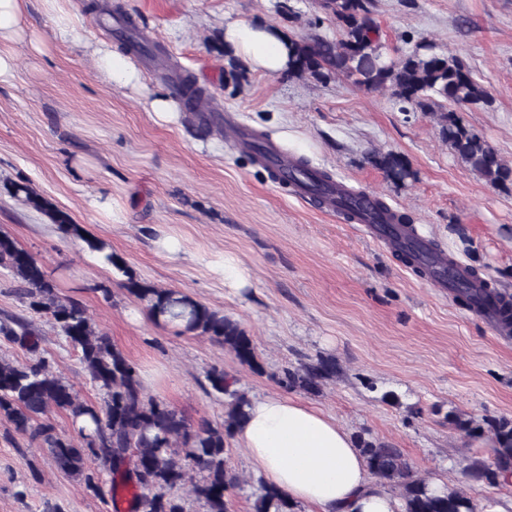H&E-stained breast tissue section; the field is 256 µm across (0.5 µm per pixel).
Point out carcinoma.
I'll list each match as a JSON object with an SVG mask.
<instances>
[{
	"label": "carcinoma",
	"instance_id": "obj_1",
	"mask_svg": "<svg viewBox=\"0 0 512 512\" xmlns=\"http://www.w3.org/2000/svg\"><path fill=\"white\" fill-rule=\"evenodd\" d=\"M320 7L334 16L341 38L335 42L318 36L290 39L288 75L322 84L343 75L359 87L390 91L404 110L431 113L442 140L472 172L494 188L512 190V165L464 124L456 111L458 107L490 102L486 87L459 57L420 45L394 60L388 59L381 51L371 17L373 0H320ZM368 160L396 186L417 179L416 170L400 153L373 152ZM293 171L312 180L318 199L334 182L331 173L315 170L302 158L295 160ZM14 194L24 196L64 235L84 242L89 251L101 255L125 276L123 286L156 324L207 337L235 354L241 363L260 368L253 342L238 322L182 291L157 288L136 279L123 257L112 252L106 242L89 236L81 225L36 196L27 185H14ZM364 195L366 192L354 188L343 197L342 215L346 220L353 219L356 200ZM374 210L378 220L402 225L405 240L415 242L398 249L403 261L420 275H431L430 263L443 251L432 242L414 241L411 219L391 208L383 198L374 197ZM0 267L20 283L15 294L24 306L49 317L59 334L79 353L90 381L102 393L99 405L80 399L52 362L38 354L40 339L31 321L21 315H8L0 319V335L35 357L22 363L0 359V420L7 422L17 435L47 449L61 472L80 480L97 496L103 493L105 481L90 462H100L111 474L109 491L113 503L126 502L129 512H186L184 499L173 490L187 484L189 493L203 503L206 512H231L230 496L241 479L228 465L229 439L249 404L246 393L237 387L238 380L220 369L208 371L211 389L224 398V424L215 425L205 418L191 422L171 405L148 395L137 365L109 336L95 328L85 305L60 295L56 282L33 254L2 233ZM455 297L475 312L481 306L480 297L470 287L456 291ZM335 374L336 362L320 357L285 370L279 383L318 394L324 382ZM54 410L66 412L79 434V442L58 433L47 420ZM491 428L495 465L490 468L475 464L471 475L496 485L502 472L512 471V420L500 419ZM354 439L379 484L399 491L404 512H476L472 500L462 492L449 486L437 492L427 480L414 476L401 449L364 431ZM253 512L295 510L285 496L261 481Z\"/></svg>",
	"mask_w": 512,
	"mask_h": 512
}]
</instances>
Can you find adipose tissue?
<instances>
[{
  "label": "adipose tissue",
  "mask_w": 512,
  "mask_h": 512,
  "mask_svg": "<svg viewBox=\"0 0 512 512\" xmlns=\"http://www.w3.org/2000/svg\"><path fill=\"white\" fill-rule=\"evenodd\" d=\"M24 0H0V78L14 70L4 44L23 32ZM224 42L253 70L288 67L286 38L262 23L230 21ZM234 441L264 482L305 512H403L399 499L369 470L351 433L302 401L268 395L251 399Z\"/></svg>",
  "instance_id": "adipose-tissue-1"
}]
</instances>
